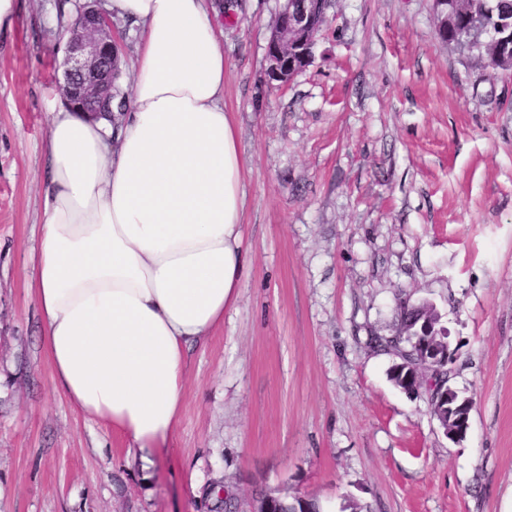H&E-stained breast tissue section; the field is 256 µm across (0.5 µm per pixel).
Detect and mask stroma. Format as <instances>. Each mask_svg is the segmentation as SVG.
<instances>
[{"mask_svg":"<svg viewBox=\"0 0 512 512\" xmlns=\"http://www.w3.org/2000/svg\"><path fill=\"white\" fill-rule=\"evenodd\" d=\"M60 0L0 34V512H512V74L482 79L432 0H335L287 88L264 58L278 0L224 25V109L248 160L239 301L193 347L174 448L145 463L53 385L27 271L64 47ZM428 302L470 398L454 442L391 381L400 302ZM226 486L212 485L206 492L205 507L210 512H233L236 509V497L228 490L224 495Z\"/></svg>","mask_w":512,"mask_h":512,"instance_id":"obj_1","label":"stroma"}]
</instances>
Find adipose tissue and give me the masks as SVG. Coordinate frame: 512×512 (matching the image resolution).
Masks as SVG:
<instances>
[{"mask_svg":"<svg viewBox=\"0 0 512 512\" xmlns=\"http://www.w3.org/2000/svg\"><path fill=\"white\" fill-rule=\"evenodd\" d=\"M106 9L138 28L127 109L51 110L27 277L55 389L152 455L178 434L189 348L239 298L248 162L224 110L214 0Z\"/></svg>","mask_w":512,"mask_h":512,"instance_id":"1","label":"adipose tissue"}]
</instances>
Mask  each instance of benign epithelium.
<instances>
[{
	"label": "benign epithelium",
	"instance_id": "1",
	"mask_svg": "<svg viewBox=\"0 0 512 512\" xmlns=\"http://www.w3.org/2000/svg\"><path fill=\"white\" fill-rule=\"evenodd\" d=\"M325 19L323 0H304L298 10L292 8L291 0H280L266 47L269 80L286 87L312 62ZM69 32L63 79L56 86L58 94L67 106L92 117L111 111L121 51L112 16L98 5V0H84ZM439 336L419 351L426 370L453 357L448 331L441 329ZM468 428L465 417L459 415L443 426L448 438L458 441L466 436Z\"/></svg>",
	"mask_w": 512,
	"mask_h": 512
}]
</instances>
